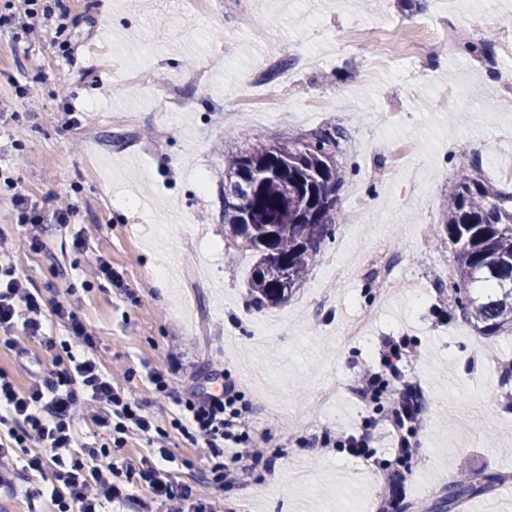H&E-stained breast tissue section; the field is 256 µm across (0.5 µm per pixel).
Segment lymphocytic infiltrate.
Returning a JSON list of instances; mask_svg holds the SVG:
<instances>
[{
    "label": "lymphocytic infiltrate",
    "mask_w": 512,
    "mask_h": 512,
    "mask_svg": "<svg viewBox=\"0 0 512 512\" xmlns=\"http://www.w3.org/2000/svg\"><path fill=\"white\" fill-rule=\"evenodd\" d=\"M25 19L20 26L0 19V33L11 35L13 43L35 45L45 21L53 19L49 0H25ZM15 205L25 210L26 221L33 227L71 223L77 213L70 198L57 199L51 211L29 210L28 196L20 181L6 177ZM42 301L31 280L19 274L10 258V242L0 233V333L7 335L11 349L23 354L31 342L53 346L41 319ZM22 337H15V330ZM403 346L385 340L378 367H366L356 377L353 392L359 398L371 395L381 370L398 374L405 358ZM238 395L232 386L222 393L190 396L180 404L175 423L192 444L207 449L220 459L231 454L233 462L259 459L265 454L264 440L246 437L242 430L243 411L237 406ZM388 420L393 428H419L424 420L426 398L421 384L401 380L389 392ZM93 410L99 427L111 428L113 422L128 423L140 432L152 428L150 418L135 408L133 400L118 392L112 376L103 369L98 356L70 358L69 365L55 377L22 389L0 372V460L12 459L18 448L35 438L42 445L29 455L26 469L49 475L48 491L55 512H105L106 505H126L129 487L117 483L118 470L139 475L162 512H222L216 495L174 486L167 471L148 457L125 464L112 462V451L80 439L75 422L80 412Z\"/></svg>",
    "instance_id": "lymphocytic-infiltrate-1"
}]
</instances>
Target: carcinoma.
<instances>
[{
	"label": "carcinoma",
	"mask_w": 512,
	"mask_h": 512,
	"mask_svg": "<svg viewBox=\"0 0 512 512\" xmlns=\"http://www.w3.org/2000/svg\"><path fill=\"white\" fill-rule=\"evenodd\" d=\"M344 131L315 128L285 140L253 134L224 161V231L251 251L252 303L288 301L333 232ZM439 233L457 266L458 308L489 335L512 334V193L479 173L458 175ZM502 480L475 472L448 485V503Z\"/></svg>",
	"instance_id": "carcinoma-1"
}]
</instances>
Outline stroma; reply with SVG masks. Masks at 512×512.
I'll use <instances>...</instances> for the list:
<instances>
[{"label":"stroma","instance_id":"stroma-1","mask_svg":"<svg viewBox=\"0 0 512 512\" xmlns=\"http://www.w3.org/2000/svg\"><path fill=\"white\" fill-rule=\"evenodd\" d=\"M60 2L68 29L48 24L28 60L0 44V168L21 179L33 207L51 209L64 193L78 205L73 224L39 236L19 225L0 183V231L56 340L21 356L0 339V371L27 387L86 353L53 314L66 301L105 367L122 370L114 386L153 421L149 434H124L115 457L164 448L174 484L202 486L215 460L171 422L182 399L235 386L249 406L243 428L265 437L266 455L245 461L224 512H484L492 499L512 512V381L502 379L512 335L461 318L454 253L436 235L459 170L480 166L512 190L502 176L512 109L498 106L512 0H299L285 15L274 0H222L183 33L172 24L177 0ZM441 28L452 54L417 53ZM310 50L321 68L298 66ZM214 55L228 65L184 86L180 109H161L164 91ZM123 66L136 71L127 84L113 75ZM320 126L348 133L336 154L343 219L288 302L256 308L253 257L224 233V156L256 130L283 140ZM78 236L111 262L113 279L85 282ZM381 260L397 267L386 288ZM365 315L364 334L347 335ZM387 338L405 342L401 371L427 400L406 494L390 503L392 437L367 458L335 444L386 414L350 384ZM154 370L166 392L149 380ZM39 448L32 439L17 449L16 491H0V512H50L45 479L22 469ZM462 471L505 481L449 503Z\"/></svg>","mask_w":512,"mask_h":512}]
</instances>
